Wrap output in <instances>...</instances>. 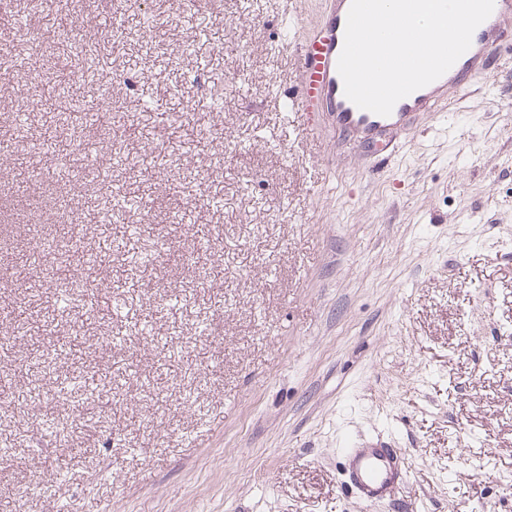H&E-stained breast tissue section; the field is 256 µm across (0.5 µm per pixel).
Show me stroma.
Segmentation results:
<instances>
[{"label": "stroma", "mask_w": 512, "mask_h": 512, "mask_svg": "<svg viewBox=\"0 0 512 512\" xmlns=\"http://www.w3.org/2000/svg\"><path fill=\"white\" fill-rule=\"evenodd\" d=\"M60 6L72 25L33 47V0H8L17 23L0 26V49L18 62L0 71V116H26L30 146L20 169L0 150V257L35 259L22 287L0 286L10 369L31 371L0 399V448L12 451L0 499L14 512H470L477 499L512 512L500 488L512 476V51L377 161L286 104L296 43L324 0ZM76 37L111 46L99 79L82 80L84 100L101 107L107 84L123 110L96 136L75 130L57 156L20 64L38 52L50 80L58 44ZM148 94L161 115L140 111ZM189 107L211 151L179 142ZM128 123L140 140H125ZM107 174L125 190L150 179L156 202L88 222V207L111 199ZM172 194L184 201L176 215L159 205ZM126 224L155 241L153 274L138 278L113 251L97 291L119 314L103 319L82 272L63 283L51 267L57 250L97 252ZM63 295L71 305L53 307ZM19 305L36 335H17ZM66 337L82 356L46 361ZM172 347L191 366L170 372ZM86 366L111 371L118 419L82 459L78 403L60 401L58 386ZM50 407L66 439L47 440ZM358 436L401 449L411 477L392 503L347 490L342 450ZM34 484L42 496L29 495Z\"/></svg>", "instance_id": "35a3bbf8"}]
</instances>
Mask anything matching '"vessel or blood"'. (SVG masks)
I'll return each instance as SVG.
<instances>
[{"mask_svg":"<svg viewBox=\"0 0 512 512\" xmlns=\"http://www.w3.org/2000/svg\"><path fill=\"white\" fill-rule=\"evenodd\" d=\"M351 0H329L315 32L298 45L300 81L291 104L312 119L326 114L332 129L364 146L395 156L403 147L398 131L425 112L446 105L449 91L462 92L484 73L501 50H512V0H495L492 14L477 27L472 44L439 79L396 103L390 115L358 108L344 94L337 62L344 44ZM345 484L360 500H389L407 483L409 469L398 449L381 439H362L344 449Z\"/></svg>","mask_w":512,"mask_h":512,"instance_id":"vessel-or-blood-1","label":"vessel or blood"}]
</instances>
